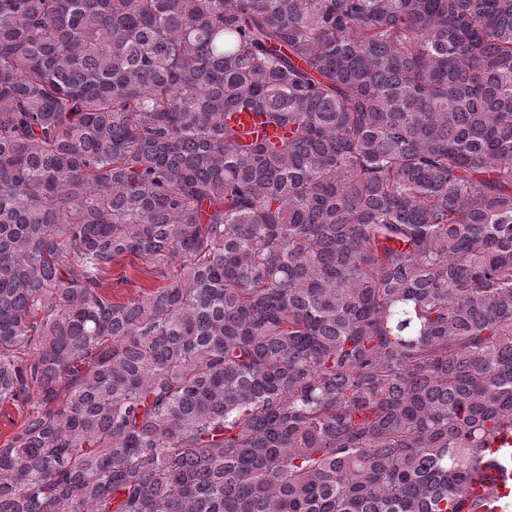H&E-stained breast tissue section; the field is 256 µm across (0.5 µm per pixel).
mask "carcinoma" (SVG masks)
<instances>
[{
    "mask_svg": "<svg viewBox=\"0 0 512 512\" xmlns=\"http://www.w3.org/2000/svg\"><path fill=\"white\" fill-rule=\"evenodd\" d=\"M6 403L0 512H475L512 0H0ZM239 128L246 137H253V134L274 138L283 133V129L267 126L263 117L256 112H233ZM150 272H152V269L144 261L132 256L126 257V259L114 263L106 274L108 291L114 299L127 301L129 298L137 297V291H140L141 294L142 289L166 286L169 283L164 281L162 276L150 274ZM126 275L135 285L121 282ZM21 422V413L12 403L0 405V441L12 436Z\"/></svg>",
    "mask_w": 512,
    "mask_h": 512,
    "instance_id": "carcinoma-1",
    "label": "carcinoma"
}]
</instances>
